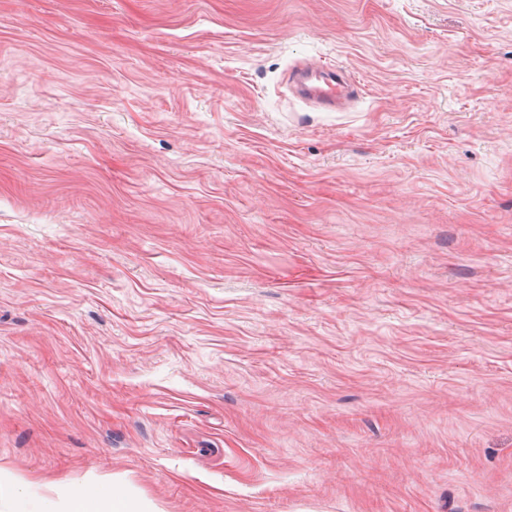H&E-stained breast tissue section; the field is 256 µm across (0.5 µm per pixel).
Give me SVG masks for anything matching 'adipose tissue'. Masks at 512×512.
<instances>
[{"instance_id":"1","label":"adipose tissue","mask_w":512,"mask_h":512,"mask_svg":"<svg viewBox=\"0 0 512 512\" xmlns=\"http://www.w3.org/2000/svg\"><path fill=\"white\" fill-rule=\"evenodd\" d=\"M56 499L34 496L24 486L0 474V500L10 501L12 512H59L67 505L69 512H155L151 502L127 494L119 482H108L89 475L83 481L59 482Z\"/></svg>"}]
</instances>
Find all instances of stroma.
<instances>
[{"label": "stroma", "instance_id": "obj_1", "mask_svg": "<svg viewBox=\"0 0 512 512\" xmlns=\"http://www.w3.org/2000/svg\"><path fill=\"white\" fill-rule=\"evenodd\" d=\"M0 470L512 512V0H0ZM288 82L303 98L312 99L318 106L335 109L336 99L348 91H355L353 81L340 71H310L293 69Z\"/></svg>", "mask_w": 512, "mask_h": 512}]
</instances>
